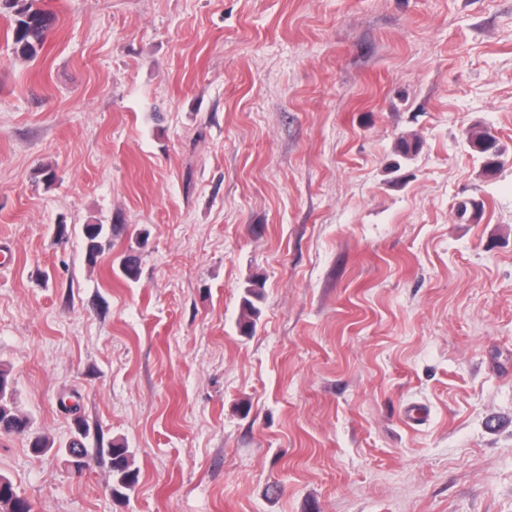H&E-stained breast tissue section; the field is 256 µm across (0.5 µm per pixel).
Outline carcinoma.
I'll use <instances>...</instances> for the list:
<instances>
[{
    "label": "carcinoma",
    "mask_w": 512,
    "mask_h": 512,
    "mask_svg": "<svg viewBox=\"0 0 512 512\" xmlns=\"http://www.w3.org/2000/svg\"><path fill=\"white\" fill-rule=\"evenodd\" d=\"M39 0H0V6L14 10L13 23L10 25L12 53L24 60H33L44 48L56 23V15L40 6ZM494 135L483 130L469 137L470 145L485 157L484 170L493 172L498 165V156L484 148L487 140ZM114 227L104 224H88L84 227V242L87 261L97 262L105 249L112 247ZM122 274L129 280H136L141 272L140 255L129 252L120 262ZM261 284L254 283L247 290L243 299L248 320L240 323L244 333H250L255 327V317L258 310L250 297L260 296L258 288ZM15 384L11 371L0 364V432L6 434H25L30 432L31 417L20 411L14 401ZM108 466L112 475V495L125 497L138 483V470L133 468L131 454L128 448L120 442H113L107 448ZM0 512H33L31 502L20 495L12 481L0 475Z\"/></svg>",
    "instance_id": "carcinoma-1"
}]
</instances>
